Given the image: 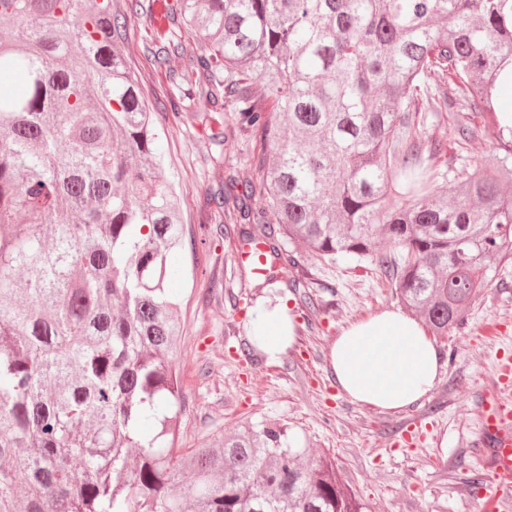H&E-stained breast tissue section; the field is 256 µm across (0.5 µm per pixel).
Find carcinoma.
I'll list each match as a JSON object with an SVG mask.
<instances>
[{"instance_id": "obj_1", "label": "carcinoma", "mask_w": 512, "mask_h": 512, "mask_svg": "<svg viewBox=\"0 0 512 512\" xmlns=\"http://www.w3.org/2000/svg\"><path fill=\"white\" fill-rule=\"evenodd\" d=\"M510 2L0 0V512H365L279 423L176 455L185 228L124 32L161 4L197 35L149 49L183 60L169 102L220 148L260 135L259 179L208 204L268 247L265 281L295 263L283 239L370 264L446 336L512 255V135L471 171L421 128L498 124Z\"/></svg>"}]
</instances>
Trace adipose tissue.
<instances>
[{"label": "adipose tissue", "mask_w": 512, "mask_h": 512, "mask_svg": "<svg viewBox=\"0 0 512 512\" xmlns=\"http://www.w3.org/2000/svg\"><path fill=\"white\" fill-rule=\"evenodd\" d=\"M249 339L264 354L280 357L295 342L288 304L262 300L247 324ZM330 368L340 394L371 408L403 411L421 404L444 368L441 351L422 325L397 309H385L350 324L336 337Z\"/></svg>", "instance_id": "1"}]
</instances>
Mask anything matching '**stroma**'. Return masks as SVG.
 I'll use <instances>...</instances> for the list:
<instances>
[{"mask_svg": "<svg viewBox=\"0 0 512 512\" xmlns=\"http://www.w3.org/2000/svg\"><path fill=\"white\" fill-rule=\"evenodd\" d=\"M146 36V22L132 20L125 53L160 114L163 174L181 199L185 226L184 246L171 260L185 321L175 354L183 406L177 453L275 421L299 445L334 459L368 512H478L472 490L487 480L476 445L478 414L500 359L512 356V258L494 261L467 325L437 339L445 368L420 407L380 411L339 395L328 364L333 341L349 323L397 307L395 287L374 270L324 262L297 243L289 246L297 264L283 278L305 281L317 296L334 287L335 301L311 313L289 296L294 347L274 363L249 359L245 326L268 291L237 262L239 236L220 226L207 197L248 168L256 138L239 136L226 146L223 166H214L200 125L173 116L168 104L166 74L180 68V59L150 61Z\"/></svg>", "mask_w": 512, "mask_h": 512, "instance_id": "obj_1", "label": "stroma"}]
</instances>
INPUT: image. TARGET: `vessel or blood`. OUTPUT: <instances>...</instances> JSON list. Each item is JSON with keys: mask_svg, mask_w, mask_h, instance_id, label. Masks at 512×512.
<instances>
[{"mask_svg": "<svg viewBox=\"0 0 512 512\" xmlns=\"http://www.w3.org/2000/svg\"><path fill=\"white\" fill-rule=\"evenodd\" d=\"M477 443L488 472L481 512H505L504 501L512 494V399L492 389L479 412Z\"/></svg>", "mask_w": 512, "mask_h": 512, "instance_id": "1", "label": "vessel or blood"}]
</instances>
